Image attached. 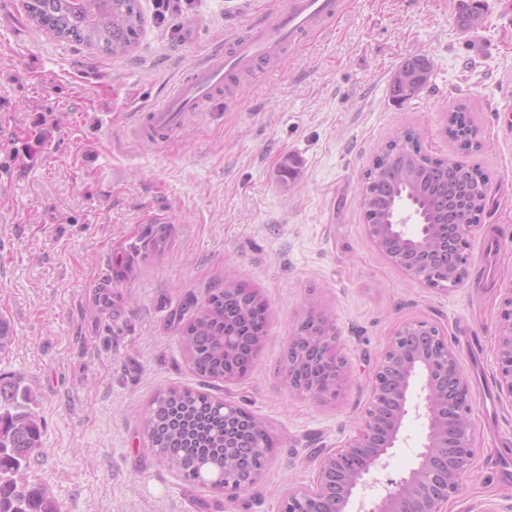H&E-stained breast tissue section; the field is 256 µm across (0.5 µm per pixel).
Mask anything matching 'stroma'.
Instances as JSON below:
<instances>
[{
	"label": "stroma",
	"mask_w": 512,
	"mask_h": 512,
	"mask_svg": "<svg viewBox=\"0 0 512 512\" xmlns=\"http://www.w3.org/2000/svg\"><path fill=\"white\" fill-rule=\"evenodd\" d=\"M9 2L0 15V318L15 339L0 348V374L24 375L34 392L42 438L28 484L61 512H200L201 499L209 512H278L283 491L308 483L322 454L353 435L389 336L421 318L444 331L472 395L476 454L444 510L512 503V400L498 390L495 359L512 277V26L501 0H482L483 23L470 33L453 21L456 0H347L330 31L158 144L134 135L137 108L283 0H172L162 20L140 0L144 31L119 58L53 37L29 21L25 0ZM188 20L199 24L191 40ZM411 57L430 60L428 81L394 100L392 77ZM460 103L483 144L463 160L490 184L468 275L438 290L373 245L361 177L408 128L428 154L455 157L445 126ZM288 159L293 180L280 175ZM157 218L170 243L115 283L118 311L99 307L93 286L110 252L148 236ZM228 272L265 298L267 339L245 378L215 382L212 393L263 418L277 444L263 477L234 500L160 464L141 428L157 392L198 386L179 327ZM313 297L349 372L326 401L291 393L283 368ZM424 433L409 418L386 474L413 465Z\"/></svg>",
	"instance_id": "stroma-1"
}]
</instances>
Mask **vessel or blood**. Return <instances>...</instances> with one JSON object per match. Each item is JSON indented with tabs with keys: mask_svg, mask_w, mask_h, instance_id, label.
I'll use <instances>...</instances> for the list:
<instances>
[{
	"mask_svg": "<svg viewBox=\"0 0 512 512\" xmlns=\"http://www.w3.org/2000/svg\"><path fill=\"white\" fill-rule=\"evenodd\" d=\"M343 8L344 0H286L283 6L254 18L244 30L232 33L224 45L211 50L198 67L186 72L158 104L143 109L139 138L154 141L182 130L194 114L221 99L235 79L252 73L260 64H275L301 36L321 34L324 23L336 18ZM168 239V233L161 230L147 243L138 242L111 254L109 276L95 285L99 305L112 307L113 278H129L142 256L153 254Z\"/></svg>",
	"mask_w": 512,
	"mask_h": 512,
	"instance_id": "obj_1",
	"label": "vessel or blood"
}]
</instances>
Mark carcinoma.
Instances as JSON below:
<instances>
[{"instance_id": "1", "label": "carcinoma", "mask_w": 512, "mask_h": 512, "mask_svg": "<svg viewBox=\"0 0 512 512\" xmlns=\"http://www.w3.org/2000/svg\"><path fill=\"white\" fill-rule=\"evenodd\" d=\"M28 19L54 37L109 55L126 54L143 30L139 0H26ZM431 63L407 59L398 68L417 78L412 88L397 80L391 92L407 100L426 83ZM449 134L460 151L481 147L470 109L459 104ZM487 175L462 161L433 158L412 130L392 140L366 171L362 209L368 224H388L397 207L411 204L433 225L435 249L428 254V281L448 278V225L478 224L484 210ZM267 305L242 281L216 288L180 327L179 341L190 369L203 383L224 380V337L249 342L266 335ZM33 391L20 374L0 375V512H61L43 488L17 479L41 447V426L30 410ZM151 448L191 485L224 484V409L220 399L194 388H170L157 395L143 417Z\"/></svg>"}]
</instances>
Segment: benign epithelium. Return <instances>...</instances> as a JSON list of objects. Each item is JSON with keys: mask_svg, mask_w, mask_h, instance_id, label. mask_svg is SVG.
Returning a JSON list of instances; mask_svg holds the SVG:
<instances>
[{"mask_svg": "<svg viewBox=\"0 0 512 512\" xmlns=\"http://www.w3.org/2000/svg\"><path fill=\"white\" fill-rule=\"evenodd\" d=\"M416 223L414 212L399 210L392 224L369 225L375 246L387 253L393 237L416 253L429 250L430 225H418L410 234L407 226ZM477 224H457L448 235V251L461 243L456 270H448L444 285H461L467 276L469 238ZM413 280L427 283L424 273L405 256L390 257ZM500 329L496 349V372L501 392L512 399V278L504 285ZM322 331L298 329L288 349V388L316 399L339 395L348 378L343 358L336 357V369L319 377L303 370L323 365L324 351L332 347L335 331L329 321L320 322ZM472 399L468 379L456 353L448 345L442 329L425 319L402 322L393 332L383 358L371 380V395L355 434L341 448L322 458L313 483L295 486L282 494L280 510L321 512L320 504H332V512H443L455 497L475 456L469 415ZM423 421L425 436L416 454L415 465L404 475L388 479L385 492L365 504L357 496L369 486V477L385 467L400 440L410 416ZM271 433L265 426L242 445L240 456L267 459ZM265 468L248 477L232 469L224 470V496L234 497L258 482ZM358 510H353V506Z\"/></svg>", "mask_w": 512, "mask_h": 512, "instance_id": "obj_1", "label": "benign epithelium"}]
</instances>
